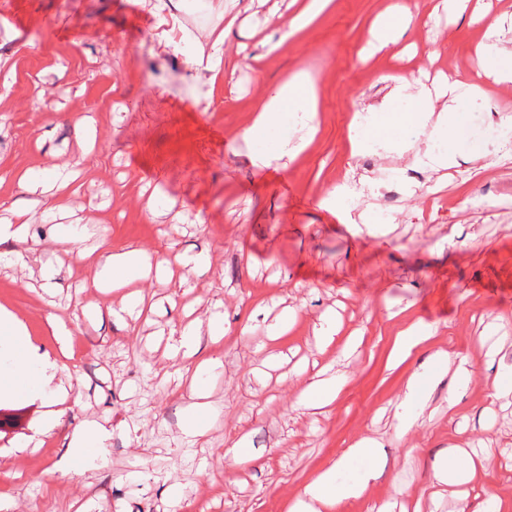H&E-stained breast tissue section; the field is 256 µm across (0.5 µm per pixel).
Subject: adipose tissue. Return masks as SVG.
<instances>
[{
	"mask_svg": "<svg viewBox=\"0 0 512 512\" xmlns=\"http://www.w3.org/2000/svg\"><path fill=\"white\" fill-rule=\"evenodd\" d=\"M412 15L409 9L398 0L390 6L378 19L368 43V55H376L394 43L401 27L410 23ZM494 78L502 85H512V52L505 49L495 40L484 41L479 50V62L471 77L454 79L442 88L441 94L449 102H457L469 89L475 88L476 81L481 77ZM395 87L400 96L417 102L414 110L393 109L386 112L381 121L362 128L352 142L353 150L365 148L367 143L386 145L395 152H402L404 135L408 129H417L423 143L422 149L416 153L417 161L430 169L440 170L447 167L450 156L475 158L479 150L466 145L462 131L457 124L448 120L447 113L433 112L425 102L431 92L414 76H398L394 79ZM293 107L307 115L316 111L315 95L311 84L297 79L278 86L263 103L253 125L248 131L249 137L267 138L283 121L285 108ZM0 322L8 324L11 332L6 344L14 359L13 374L23 378H37L38 383L31 388L29 394L34 398H46L49 406L45 427L54 429L59 426L63 412L61 406L67 401V394L46 397L45 388L55 377L59 365L49 354L41 352L30 343L25 325L7 309L0 308ZM362 490L358 483H341L337 480L336 468H328L321 472L314 481L308 484L303 495L295 502L291 512H323L342 499L359 495Z\"/></svg>",
	"mask_w": 512,
	"mask_h": 512,
	"instance_id": "1",
	"label": "adipose tissue"
}]
</instances>
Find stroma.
I'll return each mask as SVG.
<instances>
[{
    "mask_svg": "<svg viewBox=\"0 0 512 512\" xmlns=\"http://www.w3.org/2000/svg\"><path fill=\"white\" fill-rule=\"evenodd\" d=\"M393 2L332 0L285 39L295 0H170L189 35L175 53L158 45L156 0H0V224L25 201L21 176L39 201L27 266L0 245V307L41 351H69L58 376L75 396L52 433L41 400L0 403V512H289L365 438L377 444L373 476L333 512H474L489 497L512 512V153L490 133L512 124V86L483 78L456 106L483 149L442 173L418 180L412 161L351 148L355 113L386 101L391 76L434 88L476 69L477 14L512 0H469L459 16L441 0H404L410 24L363 58ZM224 29L210 90L191 61ZM295 78L317 92L313 127L276 131L300 152L257 165L245 133L267 90ZM53 170L75 179L64 210L47 213ZM71 227L102 255L201 262L105 292L67 244ZM417 323L426 339L395 361L397 334ZM416 378L418 417L403 436L396 405ZM328 381L335 400L305 404L304 390ZM200 390L208 406L193 436L184 425ZM87 422L108 430L105 444L62 468L69 432ZM450 456L477 461L478 479L432 481ZM339 467L343 483L365 470Z\"/></svg>",
    "mask_w": 512,
    "mask_h": 512,
    "instance_id": "obj_1",
    "label": "stroma"
}]
</instances>
